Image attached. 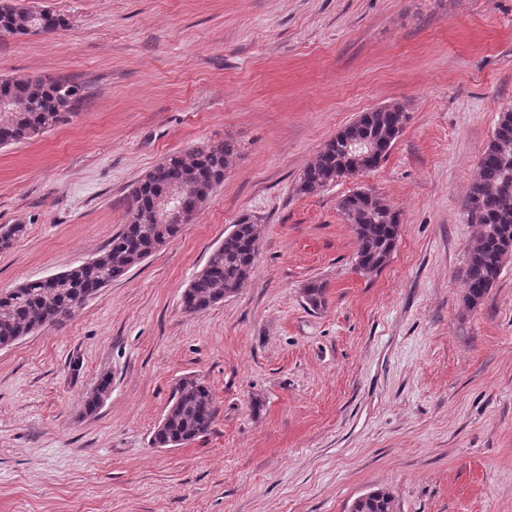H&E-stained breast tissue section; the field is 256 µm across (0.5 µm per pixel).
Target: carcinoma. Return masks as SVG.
<instances>
[{
  "mask_svg": "<svg viewBox=\"0 0 512 512\" xmlns=\"http://www.w3.org/2000/svg\"><path fill=\"white\" fill-rule=\"evenodd\" d=\"M53 26L66 27L65 19L58 18L54 25L29 5L0 3V32H46ZM82 98V85L70 79H0V100L9 102L5 115H0V147L25 143L41 135L42 128L66 121ZM408 121L409 113L397 104L362 113L324 144L296 181V193L317 194L331 181L352 174L354 141L372 145L375 153L369 168L379 166ZM235 156V145L221 141L160 161L133 188L127 224L92 262L63 272L51 284L29 281L0 294V348L10 347L48 325L63 324L71 318L69 308L76 299L97 294L148 258L161 239L177 237L178 229L173 225L155 222L156 199L177 192L183 197L191 194L205 204L214 185L224 182V173ZM464 206L468 219L479 228L464 269L463 300L476 306L493 287L505 260L512 256L511 108L502 111L492 140L479 160ZM339 209L359 242L357 268L365 274L379 271L395 250L401 224L399 212L379 196L364 191L344 196ZM25 232L24 224L0 227V251L10 249ZM257 241L256 225L246 219L234 225L184 290L183 310L203 313L243 288L251 278ZM215 414L208 385L194 376L184 377L176 384L167 413L153 431L151 444L155 448H173L191 442L211 430ZM350 512L399 510L393 492L380 488L358 497Z\"/></svg>",
  "mask_w": 512,
  "mask_h": 512,
  "instance_id": "cac0c4a2",
  "label": "carcinoma"
}]
</instances>
